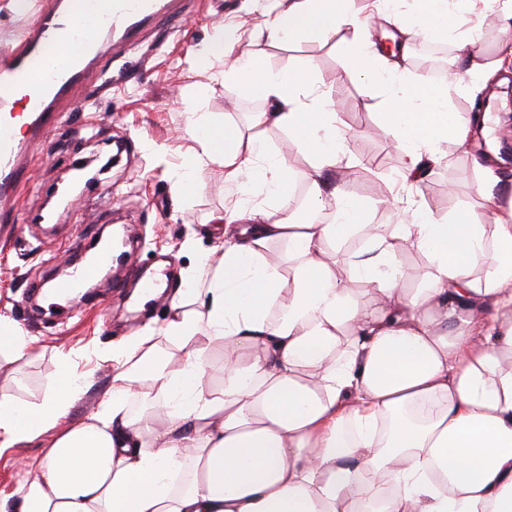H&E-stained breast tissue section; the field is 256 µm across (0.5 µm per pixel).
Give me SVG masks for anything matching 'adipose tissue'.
I'll return each mask as SVG.
<instances>
[{
  "mask_svg": "<svg viewBox=\"0 0 512 512\" xmlns=\"http://www.w3.org/2000/svg\"><path fill=\"white\" fill-rule=\"evenodd\" d=\"M484 4L414 0L390 54L360 37L369 0H289L260 34L299 44L349 32L351 77L392 88L386 132L409 191L440 162V140L466 144L490 117L449 111L428 80L395 84L421 33L459 31L449 84L504 70L512 41L487 57ZM230 78L267 107L249 135L190 113L191 166L223 167L225 187L242 194L256 184L282 196L295 174L261 134L287 131L309 158L297 175L315 217L259 204L225 212L223 242L193 289L175 290L163 326L109 351L110 389L85 420L59 425L83 379L52 385L36 405L0 388L1 448L59 430L0 512H512V205L499 203V177L486 171L479 186L484 216L419 207L405 224L361 223L336 182L350 137L312 60L276 71L249 54ZM356 234L366 248L330 264L328 249ZM408 251L425 260L416 288L400 262ZM362 280L375 288L360 301ZM213 344L224 348L218 388Z\"/></svg>",
  "mask_w": 512,
  "mask_h": 512,
  "instance_id": "1",
  "label": "adipose tissue"
}]
</instances>
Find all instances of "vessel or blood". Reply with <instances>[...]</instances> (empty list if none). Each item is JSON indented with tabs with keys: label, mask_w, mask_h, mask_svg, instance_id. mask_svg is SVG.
Segmentation results:
<instances>
[{
	"label": "vessel or blood",
	"mask_w": 512,
	"mask_h": 512,
	"mask_svg": "<svg viewBox=\"0 0 512 512\" xmlns=\"http://www.w3.org/2000/svg\"><path fill=\"white\" fill-rule=\"evenodd\" d=\"M179 0H112L110 10H102L100 0H55L44 7L32 25L8 48L0 49V108L11 98L2 86L6 81L25 77L31 90L25 108L32 122L31 137L46 134L48 115L64 111L84 89L88 59L98 31L111 29L126 40H136L161 16L175 10ZM15 137L8 121H0V186L16 183ZM108 250H101L93 262L74 268L62 291L80 287L94 277L99 265L111 261Z\"/></svg>",
	"instance_id": "vessel-or-blood-1"
}]
</instances>
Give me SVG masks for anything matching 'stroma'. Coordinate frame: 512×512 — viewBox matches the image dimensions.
Instances as JSON below:
<instances>
[{"mask_svg": "<svg viewBox=\"0 0 512 512\" xmlns=\"http://www.w3.org/2000/svg\"><path fill=\"white\" fill-rule=\"evenodd\" d=\"M285 6V0H187L185 14L148 28L144 41L120 45L100 39L91 64L111 65L116 78L111 92L100 93L95 78H88L86 98L57 118L46 140L36 145L20 140V164L27 170L19 187L21 207L14 222L0 230V321L31 340L13 375L0 377V387L16 399L40 403L48 377L83 376L90 387L66 421L84 420L111 385L105 352L167 319L166 297L144 311L130 310L136 285L162 263L168 290L182 287L223 236L216 218L237 200L224 187L223 171L213 165L198 168L199 191L183 196L175 194L173 182L191 156L193 141L186 130L191 108L243 129L265 109L262 99L228 79L236 56L256 52L278 70L302 57L313 60L321 88L334 95L353 153L364 167L363 174L346 182L345 191L363 204L365 223H402L401 211L377 204L397 184L402 162L401 150L384 131V88L350 77L346 33L295 45L260 37L265 21ZM222 27L237 38L232 55L191 65L193 52ZM119 140L132 143V151L80 193L78 205L61 214L54 231L33 222L74 164L97 154L110 156ZM440 150L444 159L420 184L415 201L442 214L462 208L483 211L470 156L451 142L441 143ZM116 223L128 236L126 263L98 278L88 297L72 300L69 313L35 314L28 302L31 294L56 280L58 266L81 260L73 243L91 246ZM188 239L193 242L189 249L183 246ZM57 434L53 428L22 447L0 448V498L14 490L24 469L37 467Z\"/></svg>", "mask_w": 512, "mask_h": 512, "instance_id": "1", "label": "stroma"}]
</instances>
